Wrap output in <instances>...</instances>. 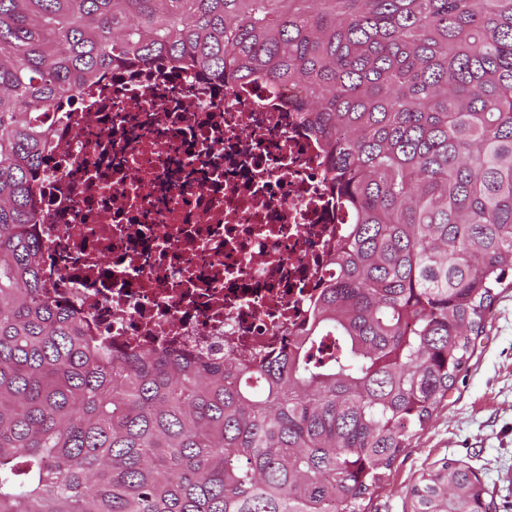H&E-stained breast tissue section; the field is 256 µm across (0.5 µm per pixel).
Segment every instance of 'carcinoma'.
<instances>
[{
    "mask_svg": "<svg viewBox=\"0 0 512 512\" xmlns=\"http://www.w3.org/2000/svg\"><path fill=\"white\" fill-rule=\"evenodd\" d=\"M163 62L296 87L323 144L348 226L272 357L114 350L45 292L41 116ZM510 272L512 0H0V512H367ZM409 495L490 512L456 461Z\"/></svg>",
    "mask_w": 512,
    "mask_h": 512,
    "instance_id": "carcinoma-1",
    "label": "carcinoma"
}]
</instances>
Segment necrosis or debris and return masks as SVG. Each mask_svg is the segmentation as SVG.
Segmentation results:
<instances>
[{
  "instance_id": "4bbe7bcc",
  "label": "necrosis or debris",
  "mask_w": 512,
  "mask_h": 512,
  "mask_svg": "<svg viewBox=\"0 0 512 512\" xmlns=\"http://www.w3.org/2000/svg\"><path fill=\"white\" fill-rule=\"evenodd\" d=\"M296 95L166 65L56 104L33 227L47 292L117 348L277 350L346 223Z\"/></svg>"
}]
</instances>
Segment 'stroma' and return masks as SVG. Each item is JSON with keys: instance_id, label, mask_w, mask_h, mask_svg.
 Here are the masks:
<instances>
[{"instance_id": "35a3bbf8", "label": "stroma", "mask_w": 512, "mask_h": 512, "mask_svg": "<svg viewBox=\"0 0 512 512\" xmlns=\"http://www.w3.org/2000/svg\"><path fill=\"white\" fill-rule=\"evenodd\" d=\"M446 460L478 474L492 512H512V288L495 299L447 401L396 460L370 512H408V489Z\"/></svg>"}]
</instances>
